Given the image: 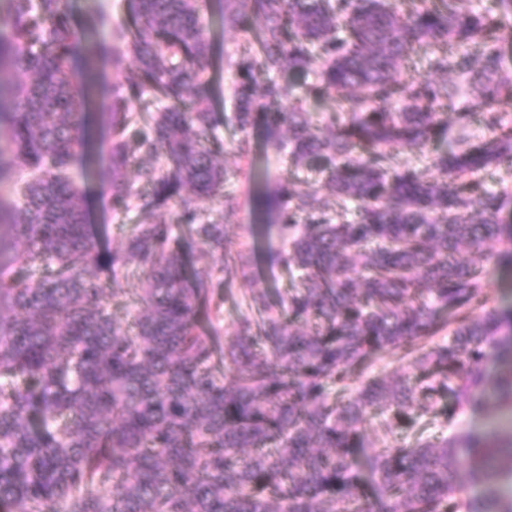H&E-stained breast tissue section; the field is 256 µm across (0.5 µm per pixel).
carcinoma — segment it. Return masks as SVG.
Instances as JSON below:
<instances>
[{
    "instance_id": "cac0c4a2",
    "label": "carcinoma",
    "mask_w": 512,
    "mask_h": 512,
    "mask_svg": "<svg viewBox=\"0 0 512 512\" xmlns=\"http://www.w3.org/2000/svg\"><path fill=\"white\" fill-rule=\"evenodd\" d=\"M470 3L218 0L247 43L221 112L207 0H123L91 42L68 0H0V184L17 187L0 198V512H512V431L459 421L512 412V310L484 294L486 264H512V185L487 186L512 172V0ZM84 59L115 75L112 203L145 216L122 250L75 180ZM407 63L424 74L400 80ZM474 92L482 111L457 110ZM222 127L242 157L259 132L321 175L255 193L273 223L236 251ZM425 152L434 177L408 158ZM260 261L291 287H254ZM133 273L129 329L108 304ZM235 288L248 312L223 337ZM399 351L400 374L376 371ZM463 426L471 431L486 434L508 431L510 428L512 430V414L490 408L483 413L466 416Z\"/></svg>"
}]
</instances>
